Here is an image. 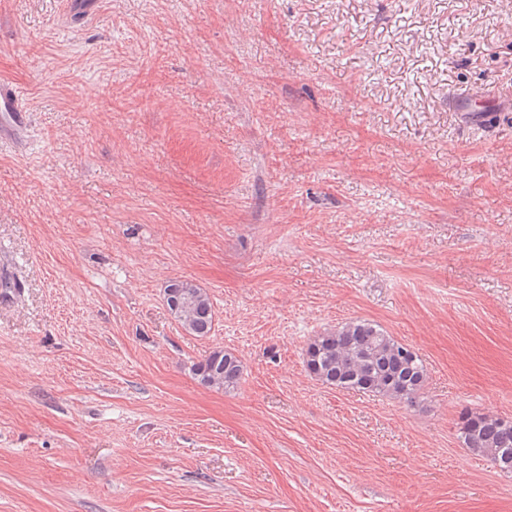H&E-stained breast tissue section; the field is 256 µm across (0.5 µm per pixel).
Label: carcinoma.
Listing matches in <instances>:
<instances>
[{"instance_id":"carcinoma-1","label":"carcinoma","mask_w":512,"mask_h":512,"mask_svg":"<svg viewBox=\"0 0 512 512\" xmlns=\"http://www.w3.org/2000/svg\"><path fill=\"white\" fill-rule=\"evenodd\" d=\"M166 291L176 304L169 311L181 327L197 337L213 329L214 311L208 294L195 284L175 280ZM306 371L322 383L399 400L409 406L421 397L427 369L417 353L379 326L349 321L310 340L304 348ZM197 381L209 388L238 386L243 367L232 353L212 351L192 364ZM457 435L472 454L484 458L503 474H512V419L489 411H464Z\"/></svg>"}]
</instances>
